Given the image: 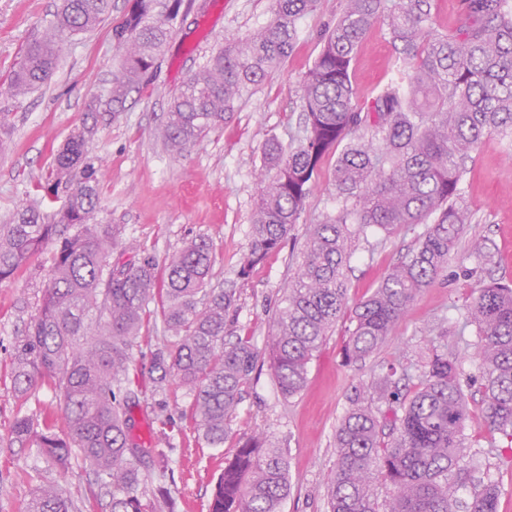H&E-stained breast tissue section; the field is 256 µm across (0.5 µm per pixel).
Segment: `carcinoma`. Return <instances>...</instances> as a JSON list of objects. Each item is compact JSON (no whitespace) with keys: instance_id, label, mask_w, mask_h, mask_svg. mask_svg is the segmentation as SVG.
I'll return each mask as SVG.
<instances>
[{"instance_id":"carcinoma-1","label":"carcinoma","mask_w":512,"mask_h":512,"mask_svg":"<svg viewBox=\"0 0 512 512\" xmlns=\"http://www.w3.org/2000/svg\"><path fill=\"white\" fill-rule=\"evenodd\" d=\"M183 0L158 10L157 0H131L124 21L112 29L124 53L106 95L89 104L122 112L130 92L150 80L171 35ZM322 0H274V17L247 38L224 42L171 101L159 134L175 160L226 115L252 96L294 48L298 21ZM111 0H61L44 35L29 44L16 68L0 80V98L40 88L57 67L68 37L92 30ZM386 27L394 46L393 77L360 105L350 68L371 27ZM313 66L297 92L305 113L302 131L288 147L266 143L256 174L252 244L239 262L244 280L279 249L298 223L324 157L337 155L336 195L342 207L307 227L303 259L284 291L267 344L281 395H298L308 367L347 308L352 242L376 227L387 234L422 224L418 245L354 307L346 362L373 354L391 335L422 289L448 265L472 214L463 205L465 161L482 137L512 140V0H465L464 22L453 34L431 31L430 0H346L321 39ZM95 125L83 124L57 153L48 189L66 192L64 205L44 210L19 206L0 222V282L24 267L45 272L42 303L24 335L14 337L13 383L26 395L47 386L63 408L66 431L36 412L16 417L14 438L33 441L49 468L64 478L79 459L99 493L85 498V512H158L144 501L145 459L168 460L173 448H146L133 433L131 410L139 402L129 367L143 323L160 320L163 336L150 351L154 403L176 379L194 399L197 431L212 448L224 445L228 425L255 372L259 351L251 336L228 339L237 283L212 285V246L187 241L159 271L155 256L126 245L122 228L103 224L98 184L103 164L87 157ZM52 244L54 249L47 251ZM124 247L133 256L112 261ZM464 324L476 326L482 411L490 429L512 438V286L475 289ZM413 393L403 395L392 367L375 383L390 417L365 403L366 390L350 397L336 429V466L328 482L330 512H379L373 486L391 487L385 512H497V486L461 465L468 398L459 357L436 347L421 356ZM471 488L469 499L459 491ZM288 460L266 436L239 442L217 479L209 512H279L288 497ZM69 492L54 481L38 486L26 512H73Z\"/></svg>"}]
</instances>
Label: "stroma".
<instances>
[{
  "label": "stroma",
  "instance_id": "obj_1",
  "mask_svg": "<svg viewBox=\"0 0 512 512\" xmlns=\"http://www.w3.org/2000/svg\"><path fill=\"white\" fill-rule=\"evenodd\" d=\"M181 9L173 36L151 81L130 93L118 115L99 114L87 143L88 155L102 159L106 172L99 184L100 219L121 225L165 261L183 242L206 237L213 246L216 280L236 277L240 256L251 247L254 172L268 139L288 142L301 112L295 91L312 67L323 30L335 22L345 0H324L316 13L299 23V38L282 65L251 97L243 100L223 126L171 161L157 131L172 96L188 76L228 38H242L271 19L273 0H194ZM60 0H0V75L8 74L23 48L52 19ZM129 0H112L110 14L93 30L70 38L58 66L40 90L0 99L8 115V149L0 155V221L17 206L40 200L41 187L55 155L86 119L91 98L103 95L122 63L112 39ZM395 52L382 27L370 29L352 64L351 80L359 102L393 75ZM335 156H326L298 224L280 250L271 252L239 290L237 335L252 337L260 350V370L246 384L224 445L211 448L198 438L192 398L170 383L165 418L177 434L169 457L166 483L173 512H209L216 478L239 441L264 432L285 452L291 491L280 512H328L327 476L336 465V427L349 397L360 383L384 374L389 364L416 369L430 345L448 347L465 360L476 353L474 327H463L473 288L491 279L512 280V160L506 142L487 135L468 160L461 188L473 213L466 238L448 258L447 269L410 305L388 340L370 357L348 364L343 348L353 328L344 314L315 353L303 390L283 399L274 381L266 340L284 289L297 272L306 228L340 202L333 185ZM417 229L371 233L356 240L349 272V301L366 298L390 268L417 246ZM472 237L485 238L492 252L488 269L470 276L461 254ZM43 273L27 267L0 283V512H23L36 485L55 479L32 444L15 442V418L41 410L63 428L64 412L46 386L19 395L12 378V342L22 335L39 306ZM464 465L491 478L499 489L498 512H512V439L492 431L482 412L479 383L467 388Z\"/></svg>",
  "mask_w": 512,
  "mask_h": 512
}]
</instances>
